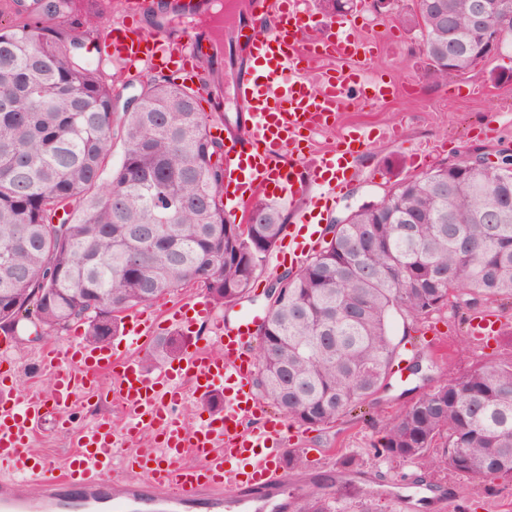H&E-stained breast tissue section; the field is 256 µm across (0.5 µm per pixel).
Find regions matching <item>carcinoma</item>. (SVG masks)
<instances>
[{"mask_svg": "<svg viewBox=\"0 0 512 512\" xmlns=\"http://www.w3.org/2000/svg\"><path fill=\"white\" fill-rule=\"evenodd\" d=\"M474 2L415 0L406 18L438 83L448 81L442 11L457 23L460 72L495 53L469 23ZM488 2L511 37L512 0ZM10 9L0 24V331L82 326L103 346L123 313L187 284L219 307L244 298L286 215L260 200L251 210L261 223L226 222L224 144L197 92L149 77L116 129L112 56L86 61L57 25L74 0H11ZM117 137L124 152L107 179ZM275 292L257 331L258 395L301 426L334 423L373 401L392 373L393 315L424 318L452 297L467 321L481 300L512 302V175L444 162L405 179L344 216L319 252L277 277ZM179 352L164 338L148 359ZM378 453L512 482V352L412 401L384 427ZM358 496L353 481L329 474L298 512H337Z\"/></svg>", "mask_w": 512, "mask_h": 512, "instance_id": "obj_1", "label": "carcinoma"}]
</instances>
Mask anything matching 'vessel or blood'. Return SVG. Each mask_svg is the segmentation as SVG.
Wrapping results in <instances>:
<instances>
[{"label":"vessel or blood","mask_w":512,"mask_h":512,"mask_svg":"<svg viewBox=\"0 0 512 512\" xmlns=\"http://www.w3.org/2000/svg\"><path fill=\"white\" fill-rule=\"evenodd\" d=\"M264 25L244 33L248 64L237 77L234 99L241 130L212 124L224 142V212L236 218L256 196L288 207L304 203L309 218L337 202L355 175L357 158L370 135L354 127L334 147L311 149L310 136L333 128L352 100L376 103L396 95V83L370 74L365 64L378 42L339 28L319 33L308 0H260ZM112 57L135 68L173 58L194 62L191 45H176L160 32L110 28L104 37ZM316 241L305 225L290 229L282 251L303 265ZM168 326L184 328L209 318L214 348L185 337L184 353L160 369L146 371L139 359L97 346L72 333L46 345L37 358L52 384L50 400L15 394L13 368L0 370V512H257L275 485L287 486L288 423L269 418L254 392V360L248 348L264 313L250 311L226 320L213 316L207 300L165 309ZM154 325L131 314L125 344L137 349L151 340ZM501 322L474 317L469 333L480 343L497 339ZM104 390L127 418L122 429L108 420L74 425L71 415L86 393ZM222 397L219 409L200 413L186 425L187 396ZM73 430L76 453L59 466L32 449L47 412ZM42 486L31 497L23 487Z\"/></svg>","instance_id":"vessel-or-blood-1"}]
</instances>
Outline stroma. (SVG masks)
Here are the masks:
<instances>
[{
    "mask_svg": "<svg viewBox=\"0 0 512 512\" xmlns=\"http://www.w3.org/2000/svg\"><path fill=\"white\" fill-rule=\"evenodd\" d=\"M124 2L111 0L110 4L98 5L86 0L78 14L64 19V26L81 42V54L86 60L96 59V47L106 30L122 20ZM412 8L413 0H387L384 6L345 15L366 35L381 40V50L370 63V70L406 85L408 91L385 102L348 108L333 129L315 136L314 146L319 149L334 144L353 126L362 125L373 140L358 163L357 177L328 211L326 223L380 201L403 179L419 175V168L409 162L416 147L435 146L430 158L434 164L462 160L476 149L493 154L506 147L512 149V41L504 43L488 61L440 84L430 76L418 31L405 21ZM489 111L498 112L499 125L494 133L486 134L481 131L480 122ZM392 126L399 127V138L383 139V131ZM479 310L501 320L502 334L497 343L485 346L472 338L460 312L451 306L416 320L395 315L391 334L394 340L404 342L406 350L418 352L421 372L415 374L406 369L396 374L375 404L355 410L335 423L315 429L290 424L288 445L300 452L304 467L289 473V484L313 490L316 477L335 471L339 457L354 455L363 458L365 465L354 473L353 480L379 512H512V482L472 479L441 466L424 468L374 453L384 426L412 399L448 377L512 351V304L488 301ZM8 342L17 357L13 375L16 388L50 397L48 378L29 368L30 361L43 348V341L12 336ZM32 445L59 464L73 450L70 435L58 426L57 417L51 412L46 414Z\"/></svg>",
    "mask_w": 512,
    "mask_h": 512,
    "instance_id": "stroma-1",
    "label": "stroma"
}]
</instances>
